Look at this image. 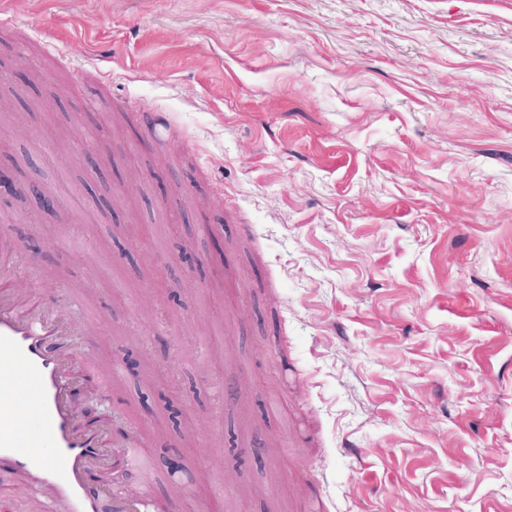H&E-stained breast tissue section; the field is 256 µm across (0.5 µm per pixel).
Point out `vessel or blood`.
I'll list each match as a JSON object with an SVG mask.
<instances>
[{
    "label": "vessel or blood",
    "mask_w": 512,
    "mask_h": 512,
    "mask_svg": "<svg viewBox=\"0 0 512 512\" xmlns=\"http://www.w3.org/2000/svg\"><path fill=\"white\" fill-rule=\"evenodd\" d=\"M19 271L0 264V463L29 477L38 512H172L148 490L129 495L87 481L102 437L79 427L70 401L73 376L61 342L68 311L14 294ZM147 459L138 442L123 448L119 462L136 472Z\"/></svg>",
    "instance_id": "obj_1"
}]
</instances>
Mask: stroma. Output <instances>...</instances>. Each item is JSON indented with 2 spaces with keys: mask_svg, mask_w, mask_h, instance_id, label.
<instances>
[{
  "mask_svg": "<svg viewBox=\"0 0 512 512\" xmlns=\"http://www.w3.org/2000/svg\"><path fill=\"white\" fill-rule=\"evenodd\" d=\"M16 7L38 30L20 70L65 94L0 112V171L42 160L60 217L14 196L0 238L17 289L86 297L77 384L107 442L148 445L155 496L512 512V0ZM149 112L184 137L143 134ZM127 356L154 382L102 396L85 359ZM31 497L0 468V512Z\"/></svg>",
  "mask_w": 512,
  "mask_h": 512,
  "instance_id": "1",
  "label": "stroma"
}]
</instances>
